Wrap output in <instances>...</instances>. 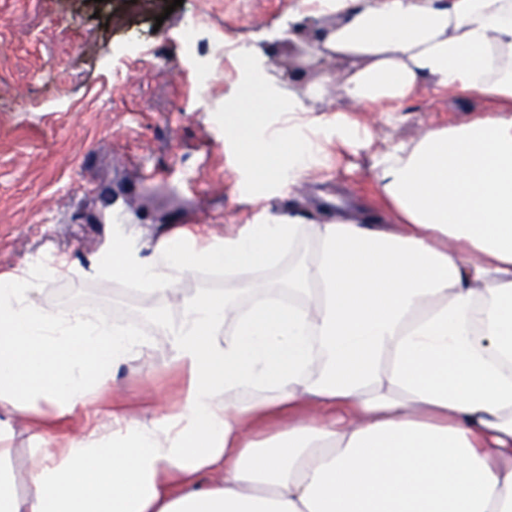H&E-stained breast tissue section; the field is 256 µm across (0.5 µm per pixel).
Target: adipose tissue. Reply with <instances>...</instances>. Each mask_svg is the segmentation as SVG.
<instances>
[{
    "mask_svg": "<svg viewBox=\"0 0 512 512\" xmlns=\"http://www.w3.org/2000/svg\"><path fill=\"white\" fill-rule=\"evenodd\" d=\"M330 7L314 53L350 61L342 97L399 104L430 82L489 110L374 155L382 223L268 213L219 241L181 229L182 252L166 235L147 258L113 242L94 274L150 295L224 271L223 291L159 320L189 384L153 420L116 412L53 447L43 406L87 408L151 343L0 274V512H512V0ZM305 98L240 137L257 184H298L324 144L368 142L342 112L296 121ZM19 417L43 429L22 483Z\"/></svg>",
    "mask_w": 512,
    "mask_h": 512,
    "instance_id": "adipose-tissue-1",
    "label": "adipose tissue"
}]
</instances>
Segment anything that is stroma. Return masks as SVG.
<instances>
[{
  "label": "stroma",
  "instance_id": "35a3bbf8",
  "mask_svg": "<svg viewBox=\"0 0 512 512\" xmlns=\"http://www.w3.org/2000/svg\"><path fill=\"white\" fill-rule=\"evenodd\" d=\"M0 0V271L68 261L41 302L83 304L102 317L141 327L153 350L119 366L101 409L121 406L149 419L177 403L188 376L170 361L151 315L165 298L139 293L131 280L89 275L123 237L149 255L159 238L186 222L214 240L236 232L262 211L293 210L318 224L330 196L363 207L372 158L393 140L425 127L454 124L485 109L426 85L410 100L362 111L328 93L307 100L313 119L336 112L356 118L371 134L365 146L328 148L323 164L301 184L266 188L255 197L248 161L231 130L253 122L246 73L225 59V41L258 51L262 77L280 102L304 97L308 85L344 73L343 59L313 57L318 29L335 23L323 9L307 13L302 0ZM192 41L172 42L190 18ZM153 170L164 193L133 196L134 162ZM112 190L121 222L102 218L103 204L88 186Z\"/></svg>",
  "mask_w": 512,
  "mask_h": 512
}]
</instances>
